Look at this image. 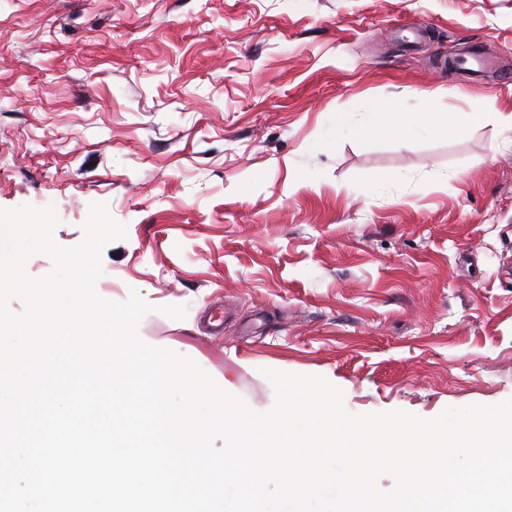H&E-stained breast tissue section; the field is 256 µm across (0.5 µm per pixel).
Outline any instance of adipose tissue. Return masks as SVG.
<instances>
[{
  "label": "adipose tissue",
  "instance_id": "ef3b65f1",
  "mask_svg": "<svg viewBox=\"0 0 512 512\" xmlns=\"http://www.w3.org/2000/svg\"><path fill=\"white\" fill-rule=\"evenodd\" d=\"M383 113V107H376L369 118L359 125L353 123L348 113H337L336 132L340 135L350 133L371 136L386 130L397 143L403 144L411 134L422 128L438 131L447 128L460 133L484 118L480 112H451L444 116L437 112H421L412 116H399L396 123L389 127L381 120Z\"/></svg>",
  "mask_w": 512,
  "mask_h": 512
}]
</instances>
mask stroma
I'll return each instance as SVG.
<instances>
[{
    "label": "stroma",
    "mask_w": 512,
    "mask_h": 512,
    "mask_svg": "<svg viewBox=\"0 0 512 512\" xmlns=\"http://www.w3.org/2000/svg\"><path fill=\"white\" fill-rule=\"evenodd\" d=\"M478 47L497 70L446 66ZM512 0H0V208L127 229L103 298L265 411L264 369L353 413L512 398ZM486 115L337 137L335 116ZM182 305L186 316L160 314ZM222 309L224 322L210 315Z\"/></svg>",
    "instance_id": "stroma-1"
}]
</instances>
